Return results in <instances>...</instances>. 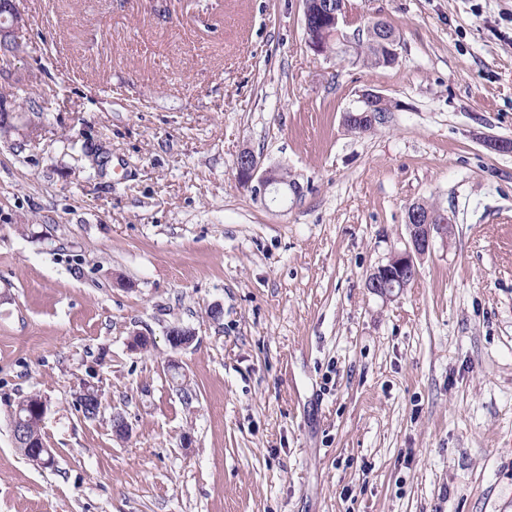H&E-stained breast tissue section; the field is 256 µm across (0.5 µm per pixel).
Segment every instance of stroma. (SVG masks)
<instances>
[{"mask_svg": "<svg viewBox=\"0 0 512 512\" xmlns=\"http://www.w3.org/2000/svg\"><path fill=\"white\" fill-rule=\"evenodd\" d=\"M350 3L396 30L397 66L315 55L301 0H22L0 79V512H512V152L489 146L512 140V0ZM365 89L396 109L355 134ZM246 149L295 190L241 186ZM422 201L448 238L372 294ZM34 392L47 468L11 435Z\"/></svg>", "mask_w": 512, "mask_h": 512, "instance_id": "obj_1", "label": "stroma"}]
</instances>
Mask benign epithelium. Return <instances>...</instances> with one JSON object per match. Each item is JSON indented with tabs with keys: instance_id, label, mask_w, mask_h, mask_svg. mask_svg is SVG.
I'll use <instances>...</instances> for the list:
<instances>
[{
	"instance_id": "7a95c632",
	"label": "benign epithelium",
	"mask_w": 512,
	"mask_h": 512,
	"mask_svg": "<svg viewBox=\"0 0 512 512\" xmlns=\"http://www.w3.org/2000/svg\"><path fill=\"white\" fill-rule=\"evenodd\" d=\"M316 14L322 20L324 35L336 40L347 50L355 46L345 28L353 25L355 20L351 15L348 0H317ZM0 10L10 16L11 24L0 30V41H4L11 48H17L13 38L16 30L25 24V14L21 9L19 0H4L0 3ZM372 36L384 43L388 66L399 64V41L394 33L387 31L384 22L377 21L368 25ZM382 94L373 90H364L358 98V111H348L345 116L360 122L364 126L376 124L377 115L372 112L374 103ZM236 178L239 184L253 189L261 196L278 195L281 191L279 169L274 166L262 167L258 156L251 150L243 151L236 161ZM407 228L409 241L405 248L394 251L387 263L378 266L367 278L366 285L372 293L381 297H393L401 294L407 287L408 281L419 274L420 261L432 249L434 235L448 239L451 223L448 217L440 211H422L411 205L407 209ZM195 332L189 328H179L168 336L173 350L186 348L194 341ZM48 411V401L38 396L30 401L19 404L14 410L11 424L12 438L16 446L29 449L28 459L42 466L50 463L53 453L49 448H40L35 443L27 441L26 420L36 416L44 421Z\"/></svg>"
}]
</instances>
